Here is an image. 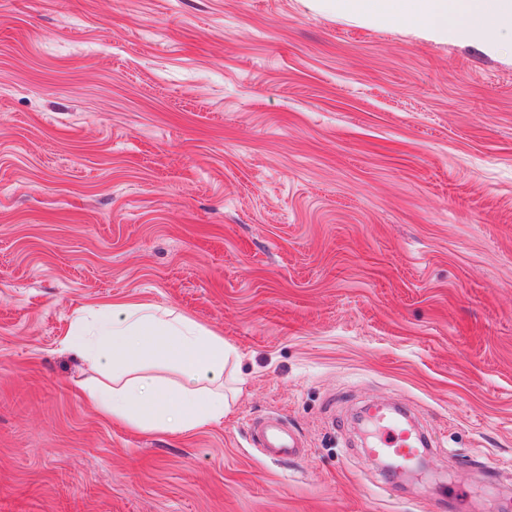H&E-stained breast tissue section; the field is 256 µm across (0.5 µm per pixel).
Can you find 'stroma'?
Here are the masks:
<instances>
[{
    "label": "stroma",
    "instance_id": "stroma-1",
    "mask_svg": "<svg viewBox=\"0 0 512 512\" xmlns=\"http://www.w3.org/2000/svg\"><path fill=\"white\" fill-rule=\"evenodd\" d=\"M171 306L239 355L221 423L106 421L82 309ZM407 408L385 481L357 417ZM303 458L253 448L269 414ZM512 49L307 0H0V512H504Z\"/></svg>",
    "mask_w": 512,
    "mask_h": 512
}]
</instances>
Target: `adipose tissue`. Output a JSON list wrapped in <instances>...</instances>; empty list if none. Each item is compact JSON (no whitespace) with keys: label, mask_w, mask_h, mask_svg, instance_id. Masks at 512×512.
Returning <instances> with one entry per match:
<instances>
[{"label":"adipose tissue","mask_w":512,"mask_h":512,"mask_svg":"<svg viewBox=\"0 0 512 512\" xmlns=\"http://www.w3.org/2000/svg\"><path fill=\"white\" fill-rule=\"evenodd\" d=\"M318 12L369 27L422 31L488 51L512 42V0H310ZM98 380L82 390L108 421L144 433L185 434L223 421L236 394L233 349L182 312L152 303L87 307L63 340Z\"/></svg>","instance_id":"adipose-tissue-1"}]
</instances>
